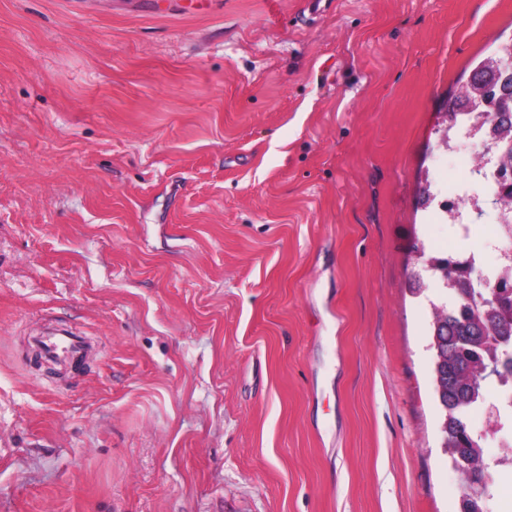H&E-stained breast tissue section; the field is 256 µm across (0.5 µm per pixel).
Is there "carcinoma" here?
<instances>
[{
  "mask_svg": "<svg viewBox=\"0 0 512 512\" xmlns=\"http://www.w3.org/2000/svg\"><path fill=\"white\" fill-rule=\"evenodd\" d=\"M491 98L498 100V111L462 112L458 102L448 111V129L463 125L464 119L489 123L499 132L495 149L500 151L499 199H512V83L508 92L495 87ZM436 272L449 301L433 305L432 336L442 354L448 355V369L435 371V393L443 410L464 421L468 411L487 402L491 382L512 378V359L505 361L492 342L496 336L512 337V280L499 282L498 302L490 299L489 289L476 288L469 266L455 257H437ZM448 451L464 485L478 474H490L491 465L482 461V438L467 426L448 429Z\"/></svg>",
  "mask_w": 512,
  "mask_h": 512,
  "instance_id": "1",
  "label": "carcinoma"
}]
</instances>
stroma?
<instances>
[{
	"label": "stroma",
	"instance_id": "obj_1",
	"mask_svg": "<svg viewBox=\"0 0 512 512\" xmlns=\"http://www.w3.org/2000/svg\"><path fill=\"white\" fill-rule=\"evenodd\" d=\"M184 4L0 0V512H460L421 196L512 0ZM47 356L61 361H70L85 352V346L79 337L65 332H51L39 341Z\"/></svg>",
	"mask_w": 512,
	"mask_h": 512
}]
</instances>
